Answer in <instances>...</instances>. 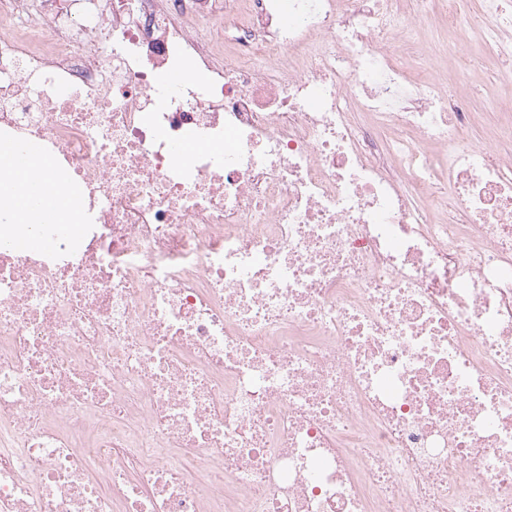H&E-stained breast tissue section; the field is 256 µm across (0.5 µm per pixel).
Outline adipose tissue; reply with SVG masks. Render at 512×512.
Listing matches in <instances>:
<instances>
[{
	"label": "adipose tissue",
	"instance_id": "ef3b65f1",
	"mask_svg": "<svg viewBox=\"0 0 512 512\" xmlns=\"http://www.w3.org/2000/svg\"><path fill=\"white\" fill-rule=\"evenodd\" d=\"M55 225L77 236L79 207L64 188L51 157L34 144L0 152V243L35 241Z\"/></svg>",
	"mask_w": 512,
	"mask_h": 512
}]
</instances>
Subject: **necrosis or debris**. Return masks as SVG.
<instances>
[{"label":"necrosis or debris","instance_id":"1","mask_svg":"<svg viewBox=\"0 0 512 512\" xmlns=\"http://www.w3.org/2000/svg\"><path fill=\"white\" fill-rule=\"evenodd\" d=\"M415 2L0 0L84 215L0 246V512H512V99L471 144L412 40L512 0Z\"/></svg>","mask_w":512,"mask_h":512}]
</instances>
